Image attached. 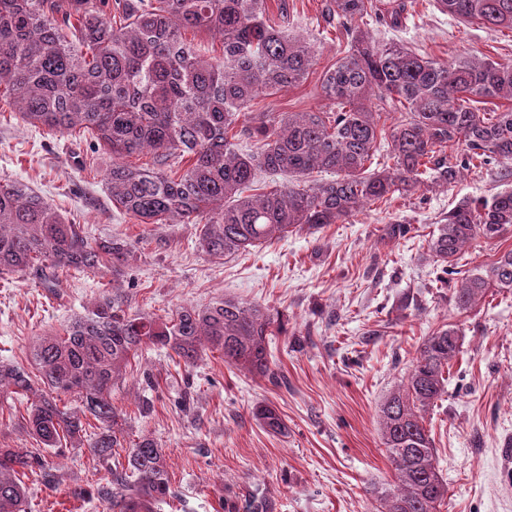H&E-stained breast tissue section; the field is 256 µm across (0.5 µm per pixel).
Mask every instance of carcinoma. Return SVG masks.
Here are the masks:
<instances>
[{"label": "carcinoma", "instance_id": "cac0c4a2", "mask_svg": "<svg viewBox=\"0 0 512 512\" xmlns=\"http://www.w3.org/2000/svg\"><path fill=\"white\" fill-rule=\"evenodd\" d=\"M340 19L356 22L375 0H335ZM464 21L512 30V0H437ZM267 0H0V96L34 127L92 136L111 158L105 180L112 203L143 224L203 222L199 245L215 258L248 253L296 229L342 224L366 205L407 195L423 176L446 186L464 171L512 164V108L482 112L487 99L512 101V64L461 58L436 62L396 43L380 44L357 27L347 54L328 68L322 112H251L253 102L300 84L315 49L270 24ZM206 32L222 44L208 56L186 33ZM374 105H367L368 101ZM404 112L390 130L382 111ZM259 143L244 150L240 140ZM387 142V162L366 163ZM464 144L448 162V144ZM148 151L153 165L127 158ZM187 162L182 174L176 165ZM328 178L308 181L312 172ZM292 178L252 192L258 174ZM512 230V191L463 199L448 211L429 251L442 272L478 239ZM131 257L127 244H93L41 195L18 181L0 182V273L33 270L46 288L57 273L110 269ZM512 290V248L454 285L467 310L491 290ZM281 332L264 307L222 299L182 307L161 320L129 313L106 297L75 317L63 333L38 338L30 367L0 363V396L33 397L26 425L37 444L60 449L81 442L82 418L103 426L92 447L109 457L124 428L112 388L145 346L169 348L193 366L205 350L249 373L267 375L269 343ZM462 333L445 325L423 343L404 380L385 398L380 427L395 484L378 492L375 512H437L446 496L434 438L425 415L445 392ZM75 404H61V396ZM254 419L280 434L274 408L255 406ZM43 466L33 451L0 448V512H27L20 475ZM172 494L162 449L149 438L133 443L112 467L110 512H154Z\"/></svg>", "mask_w": 512, "mask_h": 512}]
</instances>
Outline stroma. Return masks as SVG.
Returning a JSON list of instances; mask_svg holds the SVG:
<instances>
[{
    "label": "stroma",
    "mask_w": 512,
    "mask_h": 512,
    "mask_svg": "<svg viewBox=\"0 0 512 512\" xmlns=\"http://www.w3.org/2000/svg\"><path fill=\"white\" fill-rule=\"evenodd\" d=\"M287 10H280V2ZM399 27L360 20L379 43H401L440 62L476 56L512 64V31L459 21L436 0H404ZM270 24L286 27L317 52L299 85L255 101L257 112H317L329 105L324 72L350 48L334 0H268ZM107 155L24 124L0 103V181L27 184L93 242L121 239L134 256L120 276L61 273L55 290L35 273L0 274V362L28 364L37 337L62 332L102 297L164 319L184 305L221 298L257 304L281 317L268 375L239 372L216 351L184 367L163 350L143 351L112 393L125 441L153 438L166 455L171 497L155 512H252L262 497L276 512H373L376 492L393 484L379 410L428 336L456 325L464 344L425 426L448 485L439 512H512V291L457 309L428 240L464 198L512 189L496 164L465 172L448 187L425 185L389 204L367 206L344 224L304 228L263 248L214 258L198 245L196 224H143L109 196ZM410 232L389 238V224ZM274 407L287 430L272 434L253 418ZM26 399L0 401V448L39 451L26 472L31 512H108L100 490L112 458L90 443L62 454L38 449L24 422Z\"/></svg>",
    "instance_id": "35a3bbf8"
}]
</instances>
